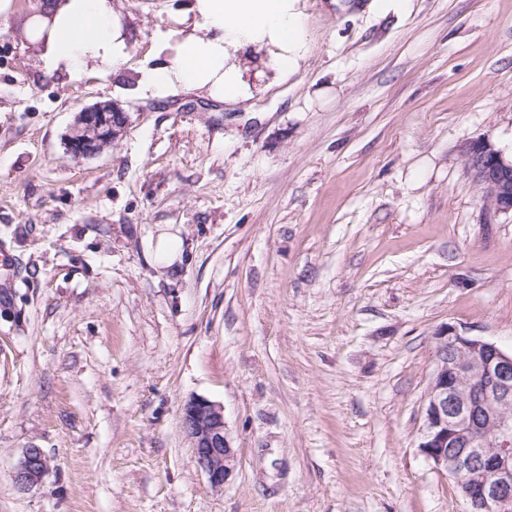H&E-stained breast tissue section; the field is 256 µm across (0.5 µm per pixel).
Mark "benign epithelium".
I'll return each mask as SVG.
<instances>
[{
  "label": "benign epithelium",
  "mask_w": 512,
  "mask_h": 512,
  "mask_svg": "<svg viewBox=\"0 0 512 512\" xmlns=\"http://www.w3.org/2000/svg\"><path fill=\"white\" fill-rule=\"evenodd\" d=\"M127 122V113L113 104L82 109L69 136L71 155L100 154ZM461 156L484 209L512 214V158L485 138L466 142ZM182 425L211 487H223L236 455L222 407L191 398L183 406ZM418 448L454 480L467 512H512V350L451 325L436 333ZM50 463L43 449H24L14 470L16 486L25 491L41 483Z\"/></svg>",
  "instance_id": "obj_1"
}]
</instances>
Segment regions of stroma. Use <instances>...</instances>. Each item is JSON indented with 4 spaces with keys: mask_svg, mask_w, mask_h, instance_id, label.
<instances>
[{
    "mask_svg": "<svg viewBox=\"0 0 512 512\" xmlns=\"http://www.w3.org/2000/svg\"><path fill=\"white\" fill-rule=\"evenodd\" d=\"M189 2L112 0L119 79L44 74L42 0L0 19V512H466L418 445L436 332L512 348V217L461 160L512 156V0H301L299 67L251 64L235 104L142 83ZM98 102L129 123L74 160ZM193 397L236 451L219 489ZM32 446L51 469L22 491ZM183 254V244L181 238L167 230L157 235L154 248V259L161 266H170L176 262H181ZM182 425L211 487H223L233 471L236 455L228 439L222 407L205 398H191L183 406ZM51 459L42 448H25L14 470V482L20 490H29L42 482Z\"/></svg>",
    "mask_w": 512,
    "mask_h": 512,
    "instance_id": "35a3bbf8",
    "label": "stroma"
}]
</instances>
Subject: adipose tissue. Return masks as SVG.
I'll return each mask as SVG.
<instances>
[{
	"label": "adipose tissue",
	"instance_id": "1",
	"mask_svg": "<svg viewBox=\"0 0 512 512\" xmlns=\"http://www.w3.org/2000/svg\"><path fill=\"white\" fill-rule=\"evenodd\" d=\"M51 10L49 35L32 26L25 31L47 73L121 75L128 45L112 0H57ZM188 13L191 30L171 29L158 46L161 63L143 74L156 92L183 87L236 103L248 96L241 48L269 50L279 72L297 69L303 57L299 0H191Z\"/></svg>",
	"mask_w": 512,
	"mask_h": 512
}]
</instances>
